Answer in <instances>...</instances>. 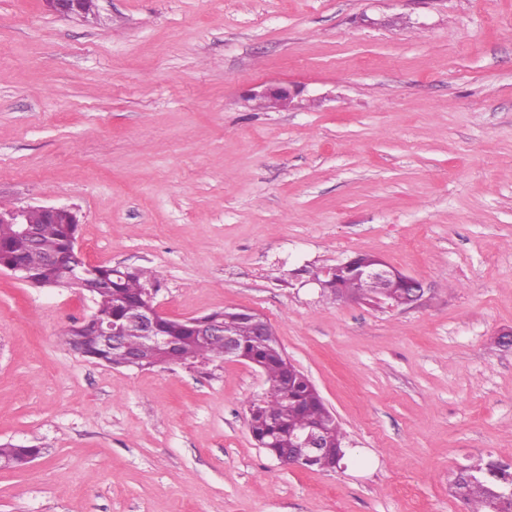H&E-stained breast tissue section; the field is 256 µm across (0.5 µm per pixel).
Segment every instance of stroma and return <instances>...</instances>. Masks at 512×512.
Here are the masks:
<instances>
[{"label":"stroma","instance_id":"35a3bbf8","mask_svg":"<svg viewBox=\"0 0 512 512\" xmlns=\"http://www.w3.org/2000/svg\"><path fill=\"white\" fill-rule=\"evenodd\" d=\"M304 85L296 108L249 90ZM0 203L74 207L94 264L147 267L175 318L247 307L344 434L333 471L253 439V365L72 352L76 288L0 270V512H467L512 462V0H0ZM419 279L374 309L313 275ZM89 0H45L49 11L63 17H77L87 19L96 16V1L92 0V6L88 8ZM364 255H355L348 261L336 265L325 272L324 278L329 277L331 281L336 276V282L341 288H346L349 296L358 297L362 287L363 291L358 297V300L376 307L395 308L399 306H413L419 303L425 293L422 283L412 277L403 274L385 260L375 257L372 260L362 259ZM356 268L359 280L355 277L351 269H342L337 274L340 268ZM361 282V283H360ZM399 286H406L410 288L409 295L406 299L400 302L393 301V294L395 298H404L406 293L405 288ZM394 292L392 293V289ZM41 453L37 446H17L0 444V463L3 467L21 469ZM448 484L468 512H512V463L480 461L454 473Z\"/></svg>","mask_w":512,"mask_h":512}]
</instances>
